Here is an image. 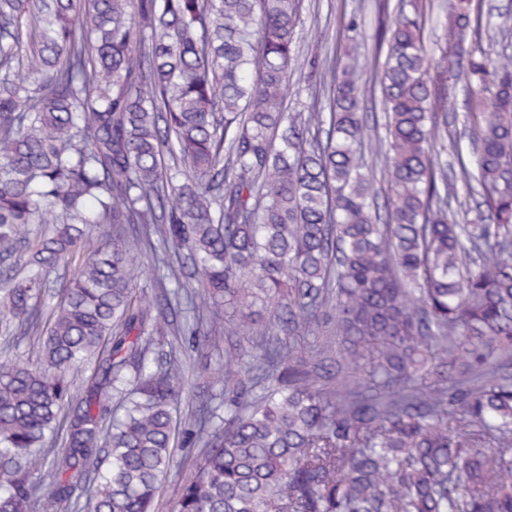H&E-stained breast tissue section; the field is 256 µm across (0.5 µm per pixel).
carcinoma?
Masks as SVG:
<instances>
[{
    "mask_svg": "<svg viewBox=\"0 0 512 512\" xmlns=\"http://www.w3.org/2000/svg\"><path fill=\"white\" fill-rule=\"evenodd\" d=\"M299 8L0 0V330L37 337L0 359V512L89 484L84 512H157L177 427L204 451L174 512H512V55L481 50L478 0H446L437 59L419 4L385 19L382 221L357 38L330 112L288 111ZM464 64L495 92L460 224L435 148ZM179 334L224 351V415L174 419L182 365L152 347Z\"/></svg>",
    "mask_w": 512,
    "mask_h": 512,
    "instance_id": "1",
    "label": "carcinoma"
}]
</instances>
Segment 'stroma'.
<instances>
[{
    "label": "stroma",
    "instance_id": "stroma-1",
    "mask_svg": "<svg viewBox=\"0 0 512 512\" xmlns=\"http://www.w3.org/2000/svg\"><path fill=\"white\" fill-rule=\"evenodd\" d=\"M398 5L399 0H301L294 73L301 85L288 97L289 110L306 106L319 112L329 111L327 85H304V69L313 55L324 66H341L350 35L348 25L354 21L364 35L360 52L365 63V105L375 137L384 136L382 95L375 76L383 66L386 50L379 46L376 35L386 13L395 12ZM482 11L487 14L489 25L482 42L484 52L492 57L504 51L512 54V0H483ZM314 30L319 31V39L311 38ZM470 83L471 77L465 70L448 81V133L438 145L441 164L456 165L458 154L467 155L473 149L464 126Z\"/></svg>",
    "mask_w": 512,
    "mask_h": 512
}]
</instances>
